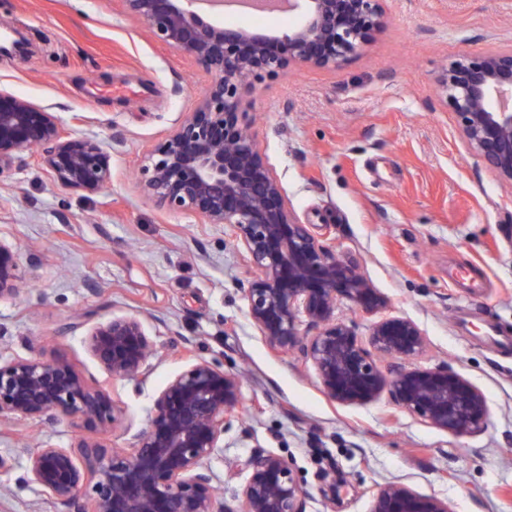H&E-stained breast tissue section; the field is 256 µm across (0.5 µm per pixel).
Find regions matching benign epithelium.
I'll use <instances>...</instances> for the list:
<instances>
[{"mask_svg": "<svg viewBox=\"0 0 512 512\" xmlns=\"http://www.w3.org/2000/svg\"><path fill=\"white\" fill-rule=\"evenodd\" d=\"M150 34L191 57L210 76L192 112L147 156L141 188L154 204L223 224L243 247L256 276L245 289L249 318L268 344L298 349L322 390L339 404L364 403L389 389L421 421L455 435L487 425L483 393L460 374L413 364L426 338L412 320L389 315L372 326L369 345L336 320L342 299L353 311L378 313L387 301L340 259L288 206V197L246 121V92L262 76L293 67L336 68L384 28V0H288L299 21L278 34L249 23L223 25L201 0H121ZM463 138L499 179L512 183V46L463 56L438 77ZM32 148L67 189L95 191L111 177L99 141L64 139L54 113L0 90V176ZM26 280L17 247L0 239V300ZM316 329L307 336L302 325ZM92 355L116 378L145 375L151 342L135 316L114 317L88 334ZM381 358L400 367L391 375ZM240 378L204 359L171 377L156 395L148 424L131 449L85 438L28 452L27 474L43 496L72 512H230L215 493L209 467L224 447L226 420L240 415ZM16 417L100 422L113 402L57 357L0 361V424ZM236 467L248 473L243 512H304V491L287 458L256 450ZM370 512H451L448 503L399 483L373 493Z\"/></svg>", "mask_w": 512, "mask_h": 512, "instance_id": "7a95c632", "label": "benign epithelium"}]
</instances>
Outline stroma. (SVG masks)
I'll return each mask as SVG.
<instances>
[{
    "label": "stroma",
    "mask_w": 512,
    "mask_h": 512,
    "mask_svg": "<svg viewBox=\"0 0 512 512\" xmlns=\"http://www.w3.org/2000/svg\"><path fill=\"white\" fill-rule=\"evenodd\" d=\"M387 23L340 68L294 67L257 80L251 131L301 223L331 226L337 255L414 320L421 367L451 369L488 406L484 431L457 436L389 392L341 405L295 351L272 352L248 317L251 277L223 225L158 208L138 172L192 111L209 76L156 41L120 0H0L28 49L0 58V89L56 113L64 134L101 141L111 179L62 188L37 153L0 179V239L37 253L32 283L0 300V358L64 356L112 398L115 424L16 418L0 426V512H68L28 481L26 457L81 434L126 448L185 353L244 374L246 410L210 462L240 508L234 465L265 449L292 463L305 512H369L397 482L451 512H512V184L464 140L437 90L443 66L512 45V0H384ZM135 315L155 355L144 378H112L87 335ZM81 328L70 329L72 320ZM497 325L506 344L490 342Z\"/></svg>",
    "instance_id": "stroma-1"
}]
</instances>
